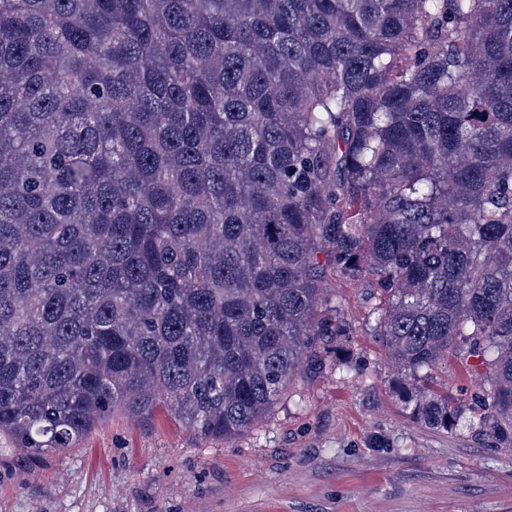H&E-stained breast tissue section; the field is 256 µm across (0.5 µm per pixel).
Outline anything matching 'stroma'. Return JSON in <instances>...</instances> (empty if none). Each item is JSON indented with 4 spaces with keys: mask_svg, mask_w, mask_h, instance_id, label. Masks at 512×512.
Segmentation results:
<instances>
[{
    "mask_svg": "<svg viewBox=\"0 0 512 512\" xmlns=\"http://www.w3.org/2000/svg\"><path fill=\"white\" fill-rule=\"evenodd\" d=\"M349 325L306 352L278 399L234 439L202 438L165 404L118 408L74 448L33 457L0 436V512H512V444L471 411L437 431L412 414L368 312L370 291L329 286ZM478 359L435 373L480 394Z\"/></svg>",
    "mask_w": 512,
    "mask_h": 512,
    "instance_id": "1",
    "label": "stroma"
}]
</instances>
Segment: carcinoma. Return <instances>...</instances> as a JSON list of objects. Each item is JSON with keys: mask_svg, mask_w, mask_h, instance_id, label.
Listing matches in <instances>:
<instances>
[{"mask_svg": "<svg viewBox=\"0 0 512 512\" xmlns=\"http://www.w3.org/2000/svg\"><path fill=\"white\" fill-rule=\"evenodd\" d=\"M366 283L427 426L512 441V0H0V435L231 440ZM482 372V366L477 358H450L448 368L442 367L435 371L434 381L443 384L448 380V391L461 401H465L464 403H471L470 399L482 394L479 378Z\"/></svg>", "mask_w": 512, "mask_h": 512, "instance_id": "obj_1", "label": "carcinoma"}]
</instances>
